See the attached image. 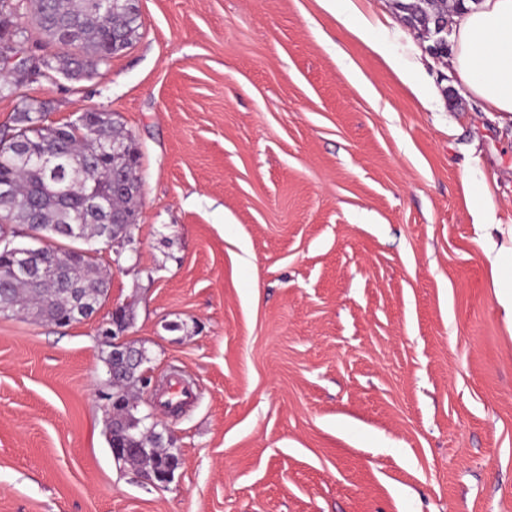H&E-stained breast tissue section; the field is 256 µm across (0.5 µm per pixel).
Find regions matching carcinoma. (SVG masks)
<instances>
[{
	"instance_id": "1",
	"label": "carcinoma",
	"mask_w": 512,
	"mask_h": 512,
	"mask_svg": "<svg viewBox=\"0 0 512 512\" xmlns=\"http://www.w3.org/2000/svg\"><path fill=\"white\" fill-rule=\"evenodd\" d=\"M34 24L58 48L42 60L45 74L55 72L76 78L89 74L113 56L112 47L132 44L141 27L137 4L119 0L108 12L102 0H34ZM11 14L0 12V44L18 36ZM126 147L120 163L105 155L112 142ZM57 160V171L23 162L26 153ZM139 153L123 128L107 112L87 111L82 120L48 124L42 108L27 107L16 113L13 125L0 131V182L8 181L13 198L0 200V210L10 212L11 223L36 227L49 241L61 274L55 278L35 269L17 275L11 256L0 250V314H22L51 323L67 313L78 290L100 307L107 295L98 258L87 252L90 242L130 237L131 225L123 219L136 212L139 190L121 189L122 172H136ZM115 222L102 223V213ZM113 395L124 401L122 411L109 424L112 448H134L126 460L150 473L173 456L159 431L140 422L130 403L134 384L127 378L112 383Z\"/></svg>"
}]
</instances>
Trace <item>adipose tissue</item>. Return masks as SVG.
<instances>
[{"mask_svg":"<svg viewBox=\"0 0 512 512\" xmlns=\"http://www.w3.org/2000/svg\"><path fill=\"white\" fill-rule=\"evenodd\" d=\"M451 65L485 111L512 116V0H466Z\"/></svg>","mask_w":512,"mask_h":512,"instance_id":"adipose-tissue-1","label":"adipose tissue"}]
</instances>
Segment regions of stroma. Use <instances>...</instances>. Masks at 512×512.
Here are the masks:
<instances>
[{
    "label": "stroma",
    "instance_id": "35a3bbf8",
    "mask_svg": "<svg viewBox=\"0 0 512 512\" xmlns=\"http://www.w3.org/2000/svg\"><path fill=\"white\" fill-rule=\"evenodd\" d=\"M6 5L23 55L54 54L31 0ZM138 7L132 45L88 76L0 75V127L32 103L50 123L111 113L141 180L91 319L0 314V512H512L491 265L512 252V119L392 0H352L363 38L322 0ZM117 306L147 369L196 392L160 411L167 484L107 441ZM124 312L123 307H115L112 311V327H106L101 331L102 341L111 348L106 359L108 369L112 367V351L123 347L128 348L123 339L124 332L127 329Z\"/></svg>",
    "mask_w": 512,
    "mask_h": 512
}]
</instances>
